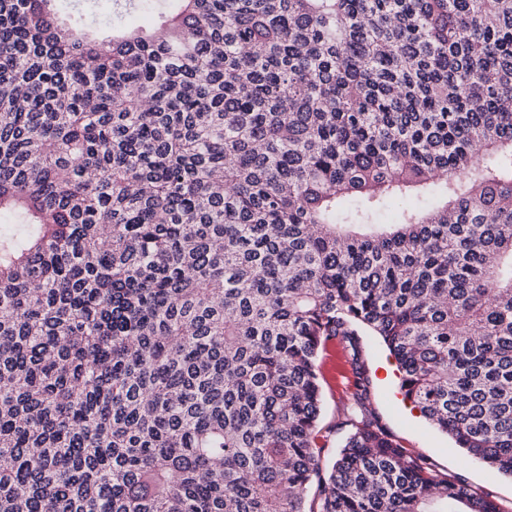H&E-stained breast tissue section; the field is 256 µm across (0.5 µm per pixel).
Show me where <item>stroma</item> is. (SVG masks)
<instances>
[{"instance_id":"obj_1","label":"stroma","mask_w":512,"mask_h":512,"mask_svg":"<svg viewBox=\"0 0 512 512\" xmlns=\"http://www.w3.org/2000/svg\"><path fill=\"white\" fill-rule=\"evenodd\" d=\"M363 359L371 380V403L382 423L414 454L431 460L442 472L463 476L475 490L496 499L512 512V478L490 477L481 462L468 457L446 434L404 401L399 390L396 362L382 341L363 334Z\"/></svg>"}]
</instances>
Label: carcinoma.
<instances>
[{
    "mask_svg": "<svg viewBox=\"0 0 512 512\" xmlns=\"http://www.w3.org/2000/svg\"><path fill=\"white\" fill-rule=\"evenodd\" d=\"M52 2L0 0V512H501L358 328L512 476V0ZM113 0H61L57 6L60 9V16L66 22H75L82 15L92 13L101 20L102 26H107L112 19ZM363 359L371 380V403L382 423L414 454L431 460L442 472L459 474L478 492L488 493L512 512V478L490 477L481 462L468 457L446 434L412 408L399 390L397 364L377 336L363 333ZM385 366L390 368L387 374ZM319 364L322 366V401L323 410L321 416V426L335 428L336 422L342 419V392L337 386L332 368L334 359L325 356L322 352L319 357Z\"/></svg>",
    "mask_w": 512,
    "mask_h": 512,
    "instance_id": "obj_1",
    "label": "carcinoma"
}]
</instances>
